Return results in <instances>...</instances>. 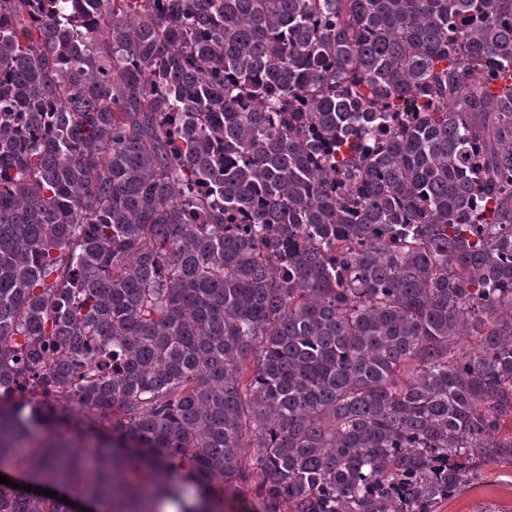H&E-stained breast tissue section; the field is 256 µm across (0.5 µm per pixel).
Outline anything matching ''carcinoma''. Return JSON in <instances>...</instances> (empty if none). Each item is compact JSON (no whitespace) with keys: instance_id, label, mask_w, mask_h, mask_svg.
<instances>
[{"instance_id":"carcinoma-1","label":"carcinoma","mask_w":512,"mask_h":512,"mask_svg":"<svg viewBox=\"0 0 512 512\" xmlns=\"http://www.w3.org/2000/svg\"><path fill=\"white\" fill-rule=\"evenodd\" d=\"M74 408L90 480L18 452ZM9 460L102 512H436L512 462V0H0Z\"/></svg>"}]
</instances>
